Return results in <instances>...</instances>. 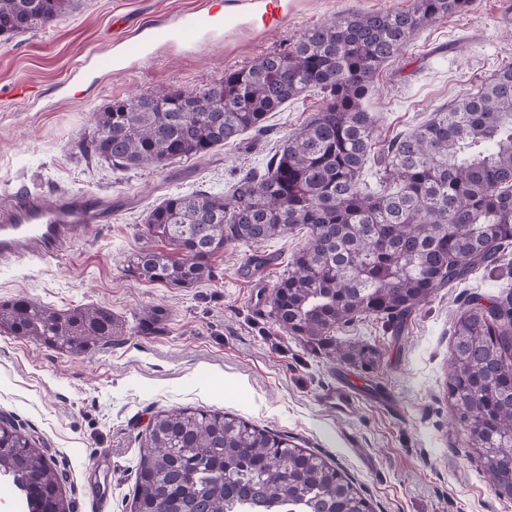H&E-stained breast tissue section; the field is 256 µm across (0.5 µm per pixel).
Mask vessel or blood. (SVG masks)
<instances>
[{"mask_svg":"<svg viewBox=\"0 0 512 512\" xmlns=\"http://www.w3.org/2000/svg\"><path fill=\"white\" fill-rule=\"evenodd\" d=\"M251 6L268 29L281 25L288 17L287 0H251ZM246 27V14L214 6L204 15L182 14L174 25L153 33L152 39L176 43L221 28L234 32ZM111 216L112 201L106 197L61 194L48 204L36 195L21 193L15 206L0 216V257H55L65 243L88 225L103 222Z\"/></svg>","mask_w":512,"mask_h":512,"instance_id":"vessel-or-blood-1","label":"vessel or blood"}]
</instances>
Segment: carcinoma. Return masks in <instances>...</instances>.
Masks as SVG:
<instances>
[{"label": "carcinoma", "instance_id": "carcinoma-1", "mask_svg": "<svg viewBox=\"0 0 512 512\" xmlns=\"http://www.w3.org/2000/svg\"><path fill=\"white\" fill-rule=\"evenodd\" d=\"M474 0H415L407 11H356L307 29L289 48L229 69L202 91L167 88L114 100L95 114L78 147L119 169L162 168L208 154L271 112L315 90L324 103L288 135L262 172L238 176L224 194L165 198L143 224L176 255L144 248L128 272L169 288L214 276L231 244L258 246L296 226L308 229L291 270L274 287L279 330L320 340L359 315L399 319L434 291L502 261L512 245V64L405 135L377 141L366 109L379 71L416 33L468 10ZM74 0H0V37L53 25ZM375 183L365 180L368 161ZM167 319L142 308L138 329ZM0 328L68 353L119 333L112 312L58 311L19 298L0 303ZM339 358L372 365L359 343ZM448 396L458 406L467 453L498 493L512 497V292L469 300L452 329ZM133 512H371L366 497L321 456L224 412L152 414L138 443ZM28 512H70L62 474L10 418L0 416V477Z\"/></svg>", "mask_w": 512, "mask_h": 512}]
</instances>
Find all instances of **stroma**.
Here are the masks:
<instances>
[{"mask_svg": "<svg viewBox=\"0 0 512 512\" xmlns=\"http://www.w3.org/2000/svg\"><path fill=\"white\" fill-rule=\"evenodd\" d=\"M414 2L289 0L287 21L260 37L219 30L193 44L155 45L148 58L138 52L144 38L181 13H207L209 0H78L52 26L0 39V207L24 190L50 201L64 192L112 199L111 220L91 225L59 257L0 260V301L29 298L58 310L94 304L122 327L82 354L0 332V413L55 462L73 512H131L139 436L154 412L178 407L224 411L288 435L337 466L374 512H512V499L466 454L446 387L456 313L473 295L490 299L512 286L511 267L438 289L402 319L359 316L314 342L279 330L268 305L306 241L305 227L259 246H228L213 261L214 278L191 288L126 271L140 249H170L141 234L154 205L177 193L226 191L235 176L264 168L322 106L319 92L270 113L265 133L161 169H118L78 148L112 100L199 90L336 14ZM509 63L512 0H476L417 33L381 70L367 99L377 135L427 121ZM147 305L168 314L150 335L136 328ZM349 342L376 348L375 366L339 361ZM347 374L368 395L342 411L323 396ZM378 393L390 394L395 407L376 402Z\"/></svg>", "mask_w": 512, "mask_h": 512, "instance_id": "35a3bbf8", "label": "stroma"}]
</instances>
